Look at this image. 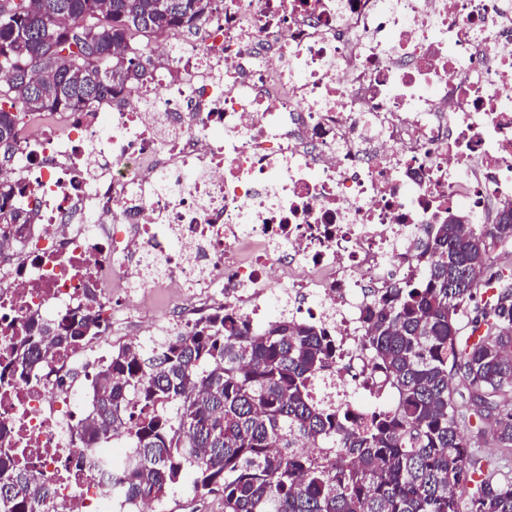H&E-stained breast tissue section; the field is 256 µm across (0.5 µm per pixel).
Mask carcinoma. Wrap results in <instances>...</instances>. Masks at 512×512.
Returning a JSON list of instances; mask_svg holds the SVG:
<instances>
[{
  "mask_svg": "<svg viewBox=\"0 0 512 512\" xmlns=\"http://www.w3.org/2000/svg\"><path fill=\"white\" fill-rule=\"evenodd\" d=\"M216 0H0V163L17 151L19 115L82 112L142 84L162 35L201 28ZM0 173V225L33 229ZM498 251L497 262L490 260ZM99 336L76 312L41 323L0 379L29 375L46 347ZM338 340L279 312L259 333L220 305L184 335L126 343L95 373V404L71 431L128 504L161 503L191 477L224 512H512V470L469 451L491 421L512 448V201L484 224L450 213L424 225L409 273L367 315L361 347L392 401L355 415L316 396ZM459 378L467 393L453 384ZM47 485L0 458V512H54Z\"/></svg>",
  "mask_w": 512,
  "mask_h": 512,
  "instance_id": "cac0c4a2",
  "label": "carcinoma"
}]
</instances>
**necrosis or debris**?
<instances>
[{"mask_svg": "<svg viewBox=\"0 0 512 512\" xmlns=\"http://www.w3.org/2000/svg\"><path fill=\"white\" fill-rule=\"evenodd\" d=\"M17 146L12 205L36 226L0 227V369L34 319L123 320L117 286L178 289L183 330L219 296L263 330L273 294L340 337V402L369 371L370 294L424 225L512 201V0H224L201 39L153 45L129 96L34 115ZM101 363L56 346L0 382V451L58 512H118L70 439Z\"/></svg>", "mask_w": 512, "mask_h": 512, "instance_id": "4bbe7bcc", "label": "necrosis or debris"}]
</instances>
